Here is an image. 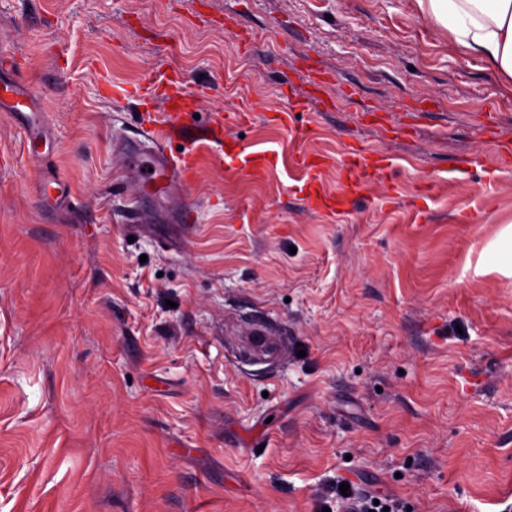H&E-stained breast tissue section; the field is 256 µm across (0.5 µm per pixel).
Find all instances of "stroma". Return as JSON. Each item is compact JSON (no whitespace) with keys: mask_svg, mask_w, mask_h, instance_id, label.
I'll return each mask as SVG.
<instances>
[{"mask_svg":"<svg viewBox=\"0 0 512 512\" xmlns=\"http://www.w3.org/2000/svg\"><path fill=\"white\" fill-rule=\"evenodd\" d=\"M0 42L54 141L0 105V512H512V87L415 0H0ZM158 69L276 155L202 152L180 249L98 82ZM352 147L392 173L311 210L299 155L336 194Z\"/></svg>","mask_w":512,"mask_h":512,"instance_id":"1","label":"stroma"}]
</instances>
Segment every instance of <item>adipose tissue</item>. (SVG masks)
Masks as SVG:
<instances>
[{
    "label": "adipose tissue",
    "mask_w": 512,
    "mask_h": 512,
    "mask_svg": "<svg viewBox=\"0 0 512 512\" xmlns=\"http://www.w3.org/2000/svg\"><path fill=\"white\" fill-rule=\"evenodd\" d=\"M465 55L512 82V0H416Z\"/></svg>",
    "instance_id": "adipose-tissue-1"
}]
</instances>
